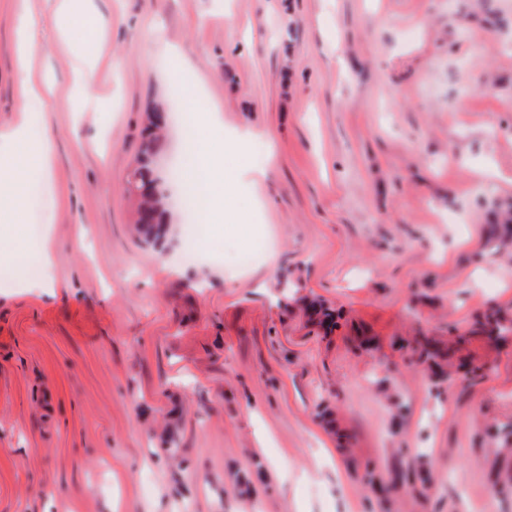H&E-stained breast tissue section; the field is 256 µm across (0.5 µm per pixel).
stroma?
<instances>
[{"mask_svg":"<svg viewBox=\"0 0 512 512\" xmlns=\"http://www.w3.org/2000/svg\"><path fill=\"white\" fill-rule=\"evenodd\" d=\"M58 6L0 0V132L53 147L0 179L27 199L0 265V512H512L485 494L512 343L472 340L440 384L410 350L512 313L487 229L512 206V0H85L91 99ZM189 84L259 173L246 232L203 225L193 263L181 207L154 249L127 192L149 107L188 113ZM286 279L340 328L284 308ZM420 456L422 493L394 481Z\"/></svg>","mask_w":512,"mask_h":512,"instance_id":"1","label":"stroma"}]
</instances>
